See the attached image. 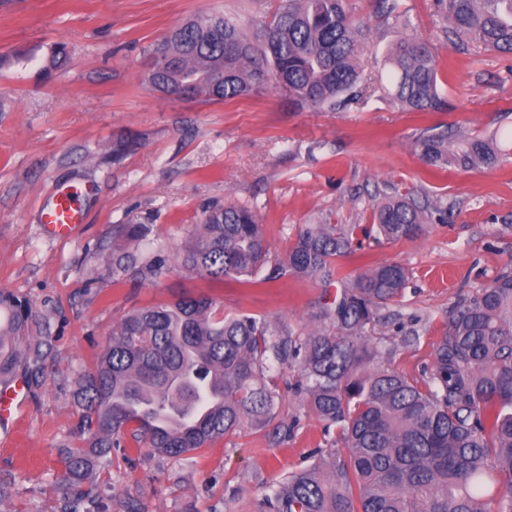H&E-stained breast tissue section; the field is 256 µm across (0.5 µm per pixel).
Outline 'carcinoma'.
Segmentation results:
<instances>
[{"mask_svg":"<svg viewBox=\"0 0 512 512\" xmlns=\"http://www.w3.org/2000/svg\"><path fill=\"white\" fill-rule=\"evenodd\" d=\"M443 34L458 50L478 45L512 54V0H434ZM366 40L346 0H279L254 36L222 15L176 26L153 51L150 80L164 94L221 102L272 87L315 111L364 95L356 53ZM386 62L392 100L407 112H445L436 59L427 44L402 37ZM415 152L427 166L472 171L499 165L493 139L435 125ZM431 204L395 196L376 206L363 237L411 240L432 219ZM356 226L306 224L271 275L258 278L269 246L255 212L212 203L181 257L191 272L241 285L282 274L335 288L319 317L331 325L303 336L277 334L252 315L224 314L206 297L134 310L112 331L92 368L76 378L79 438L62 452L57 512H83L84 486L112 466V449L147 438L163 457L197 458L248 425L266 429L279 401L267 375L297 365L296 387L342 450L290 471L265 489L275 512H512V271L450 312L429 375L419 382L381 362L368 328L399 298L407 269L395 262L353 278L338 261L354 252ZM149 224L119 226L140 244ZM169 271L162 249L143 258L112 252V279L156 281ZM51 347L30 304L0 289V380L18 369L38 382ZM503 481H490L492 473Z\"/></svg>","mask_w":512,"mask_h":512,"instance_id":"cac0c4a2","label":"carcinoma"}]
</instances>
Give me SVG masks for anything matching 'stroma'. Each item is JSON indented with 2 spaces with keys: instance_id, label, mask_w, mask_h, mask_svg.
<instances>
[{
  "instance_id": "stroma-1",
  "label": "stroma",
  "mask_w": 512,
  "mask_h": 512,
  "mask_svg": "<svg viewBox=\"0 0 512 512\" xmlns=\"http://www.w3.org/2000/svg\"><path fill=\"white\" fill-rule=\"evenodd\" d=\"M278 0H0V289L26 299L49 328L52 350L29 388L13 432H0V478H14L0 512H56L59 456L78 421L74 380L90 369L129 312L182 295L210 297L217 310L248 313L271 328L306 334L330 291L285 275L270 285L212 282L185 271L182 250L204 204L253 210L278 263L305 224H369L387 197H428L446 211L414 240L376 244L340 262L353 277L397 262L410 272L399 301L370 329L387 365L412 378L428 371L448 310L512 268V157L481 171L440 172L413 150L438 124L481 136L512 135V54L461 53L445 39L433 0H400L401 19L373 14V0H348L370 28L358 62L370 89L339 111L316 112L276 91L221 103L173 99L148 82L150 52L176 25L206 14L238 19L246 33L270 20ZM429 44L444 112H405L390 98L384 65L393 41ZM65 44L67 59L52 51ZM137 145L121 158L119 141ZM75 192L85 214L72 238L48 235L41 211L57 189ZM152 225L140 252L172 257L159 281L112 282L119 225ZM297 367L271 379L280 400L262 432L243 428L197 461L155 455L148 445L112 451L91 497L123 512H270L267 485L321 461L338 439L294 391Z\"/></svg>"
}]
</instances>
